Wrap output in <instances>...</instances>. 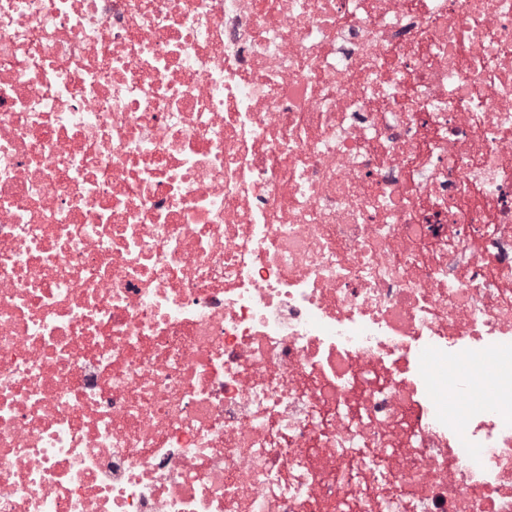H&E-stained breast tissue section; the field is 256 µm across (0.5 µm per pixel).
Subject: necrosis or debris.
<instances>
[{"mask_svg":"<svg viewBox=\"0 0 512 512\" xmlns=\"http://www.w3.org/2000/svg\"><path fill=\"white\" fill-rule=\"evenodd\" d=\"M0 512H512V0H0Z\"/></svg>","mask_w":512,"mask_h":512,"instance_id":"4bbe7bcc","label":"necrosis or debris"}]
</instances>
